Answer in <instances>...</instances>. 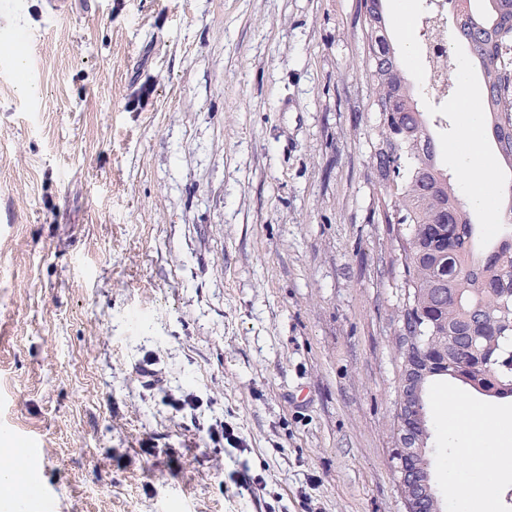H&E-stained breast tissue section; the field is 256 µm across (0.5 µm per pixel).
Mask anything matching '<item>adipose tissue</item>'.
<instances>
[{
	"label": "adipose tissue",
	"instance_id": "1",
	"mask_svg": "<svg viewBox=\"0 0 512 512\" xmlns=\"http://www.w3.org/2000/svg\"><path fill=\"white\" fill-rule=\"evenodd\" d=\"M448 416L451 426L463 439L459 453L466 470L477 472L484 479H491V463L498 454L491 439L496 436L503 442L512 440V430L504 428L503 424L490 421L482 413L461 405L453 407Z\"/></svg>",
	"mask_w": 512,
	"mask_h": 512
}]
</instances>
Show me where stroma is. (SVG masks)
Returning a JSON list of instances; mask_svg holds the SVG:
<instances>
[{
	"instance_id": "obj_1",
	"label": "stroma",
	"mask_w": 512,
	"mask_h": 512,
	"mask_svg": "<svg viewBox=\"0 0 512 512\" xmlns=\"http://www.w3.org/2000/svg\"><path fill=\"white\" fill-rule=\"evenodd\" d=\"M0 0V443L39 448L17 512H405L395 472L402 249L363 0ZM435 0H384L475 223L459 142L483 86ZM512 419L454 380L430 403ZM223 422L238 445L210 440Z\"/></svg>"
}]
</instances>
